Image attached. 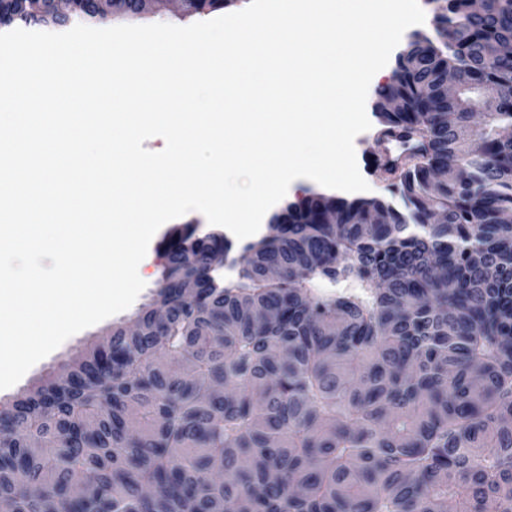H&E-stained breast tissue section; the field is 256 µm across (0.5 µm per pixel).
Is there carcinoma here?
I'll use <instances>...</instances> for the list:
<instances>
[{"label": "carcinoma", "mask_w": 512, "mask_h": 512, "mask_svg": "<svg viewBox=\"0 0 512 512\" xmlns=\"http://www.w3.org/2000/svg\"><path fill=\"white\" fill-rule=\"evenodd\" d=\"M445 2L375 90L378 141L418 142L405 211L312 193L231 279L178 235L138 331L0 405V512H512V0ZM77 24L15 0L0 33ZM450 71L453 127L422 107Z\"/></svg>", "instance_id": "1"}]
</instances>
